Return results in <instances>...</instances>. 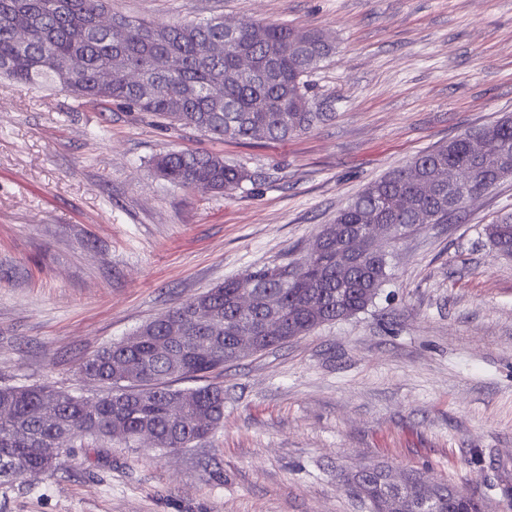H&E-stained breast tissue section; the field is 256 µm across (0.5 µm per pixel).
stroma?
<instances>
[{
  "label": "stroma",
  "instance_id": "1",
  "mask_svg": "<svg viewBox=\"0 0 512 512\" xmlns=\"http://www.w3.org/2000/svg\"><path fill=\"white\" fill-rule=\"evenodd\" d=\"M164 21L283 22L334 54L330 113L285 141L215 139L0 77V387L100 394L79 366L179 302L298 262L337 210L418 154L512 114V0H112ZM175 150L249 174L232 195L157 178ZM512 177L387 247L369 308L212 374L224 420L166 456L78 443L0 485V512H370L348 485L385 464L512 512V259L485 228Z\"/></svg>",
  "mask_w": 512,
  "mask_h": 512
}]
</instances>
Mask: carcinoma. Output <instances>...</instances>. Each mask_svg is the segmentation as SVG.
<instances>
[{"instance_id":"cac0c4a2","label":"carcinoma","mask_w":512,"mask_h":512,"mask_svg":"<svg viewBox=\"0 0 512 512\" xmlns=\"http://www.w3.org/2000/svg\"><path fill=\"white\" fill-rule=\"evenodd\" d=\"M241 35L224 34V20L154 21L126 16L110 0H0V75L32 85L59 86L88 103L121 105L215 138L284 141L332 117L315 112L308 77L334 53L317 30L245 20ZM252 54L255 73L237 71V56ZM136 71L141 82H129ZM154 173L181 187L232 194L248 178L210 153L168 151ZM469 185L458 187L457 171ZM512 177V115L468 131L415 156L366 185L336 212L324 248L311 264L288 276V266L264 267L226 280L170 311L169 321L137 329V348L118 342L85 359L80 373L107 387L86 398L48 386L0 388V482L18 472L52 474L60 456L82 438L98 444H133L151 432L158 449L175 453L224 418V385L174 388L202 380L236 361L234 336L282 318L293 336L366 310L389 277L388 261L369 250L342 263L345 242L367 238L381 224L398 235L419 224H446L457 210L448 195L476 192ZM497 257L512 258V213L486 228ZM256 295L242 312V292ZM352 488L373 512H481L454 484L428 485L409 475L399 492L375 465Z\"/></svg>"}]
</instances>
